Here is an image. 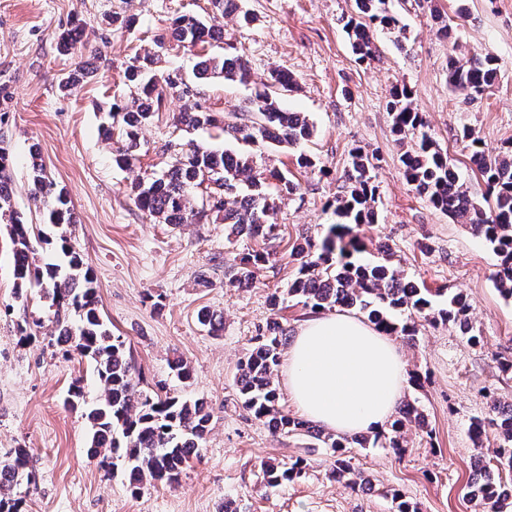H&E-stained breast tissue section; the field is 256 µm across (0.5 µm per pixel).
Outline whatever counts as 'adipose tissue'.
<instances>
[{
  "label": "adipose tissue",
  "instance_id": "1",
  "mask_svg": "<svg viewBox=\"0 0 512 512\" xmlns=\"http://www.w3.org/2000/svg\"><path fill=\"white\" fill-rule=\"evenodd\" d=\"M287 362L288 395L300 414L344 436L383 427L407 385L392 338L347 312L306 319Z\"/></svg>",
  "mask_w": 512,
  "mask_h": 512
}]
</instances>
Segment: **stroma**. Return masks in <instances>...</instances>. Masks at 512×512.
I'll return each mask as SVG.
<instances>
[{
    "mask_svg": "<svg viewBox=\"0 0 512 512\" xmlns=\"http://www.w3.org/2000/svg\"><path fill=\"white\" fill-rule=\"evenodd\" d=\"M453 30L442 35L429 10L415 0H388L406 27L404 48L375 32L378 51L356 61L341 19L353 0H241L252 17L222 19L224 41L249 63L252 85L194 76L196 53L154 37L171 18L202 13L206 0H0V137L12 159L13 204L27 221L42 215L27 195L29 147L38 145L47 173L65 186L76 222L70 243L92 269L100 311L114 335L130 349L140 374L139 388H159L184 398L206 399L212 429L198 456L184 467L178 484L150 485L131 493L122 471L107 469L86 454L89 426L81 410L64 407L73 381L89 398L101 387L87 359L62 358L58 348L20 342L18 321L48 317L38 286L17 299L13 246L0 223V457L31 448L38 474L24 491L22 512H394L400 493L417 512H475L465 485L478 456L492 457L495 439L475 444L469 429L485 414L488 396L512 402V300L496 289L497 257L469 227L420 198L407 183L403 152L386 109L394 86H407L427 120V130L455 166L470 197L481 200L485 185L470 169L463 129H471L486 153L512 145V0H435ZM132 15L130 30L112 26L114 14ZM80 28L75 48L64 51L56 36ZM489 51L498 60L494 86L478 100L464 102L448 86V59ZM158 58L156 77L180 75L166 89L160 112L143 127L137 159L117 166L118 140H107L114 100L132 104L135 90L123 73L134 56ZM92 60L95 74L71 93L60 81L78 62ZM283 70L297 85L281 103L310 115L316 134L302 150L254 146L257 171L290 172L299 188L275 199L280 237L272 262L247 286L232 281L241 254L255 241H227L216 215L198 224L174 226L150 219L129 195L132 181L161 173L171 162L169 141L195 140L208 148L232 147L219 129L186 132L175 116L200 104L218 120H230L253 84ZM373 159L378 185V222L361 227L364 245L357 258L377 260L378 243H389L394 262L410 279L432 289L463 291L483 342L468 346L451 326L417 320L415 343L398 341L409 375L419 384L404 393L416 402L427 431L406 427L401 454L388 448H352V464L370 479L351 489L332 476L330 449L307 447L306 437L275 435L243 406L236 386L238 363L272 314L271 295L294 275L289 246L311 238L321 242L333 222L330 206L342 192L351 151ZM318 159L321 171L298 168V153ZM162 295L153 308L149 295ZM208 307L224 317L219 335L197 322ZM187 361L190 385L173 375L174 359ZM304 459L300 477L271 487L264 462Z\"/></svg>",
    "mask_w": 512,
    "mask_h": 512,
    "instance_id": "35a3bbf8",
    "label": "stroma"
}]
</instances>
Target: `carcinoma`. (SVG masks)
<instances>
[{"mask_svg": "<svg viewBox=\"0 0 512 512\" xmlns=\"http://www.w3.org/2000/svg\"><path fill=\"white\" fill-rule=\"evenodd\" d=\"M239 0H209L211 14L179 15L158 35L162 43L168 37L178 46L203 51L197 63L201 79L222 78L226 82L247 84L250 71L240 55L208 52L219 42L223 28L217 19L239 12ZM355 14L346 17L344 29L356 59L362 61L375 49L373 31L395 34L394 44L404 48L405 27L398 14L386 7V0H354ZM155 58L136 57L125 71V79L136 85L137 99L129 107L112 103V123L108 133H118L123 142L115 161L129 166L135 160L139 131L159 111L163 86H173L172 78L161 81L144 79L153 71ZM497 59L489 52L475 53L465 62L448 59V86L467 99L474 100L492 87L497 79ZM93 73L92 63L82 61L61 83L63 91L75 88ZM294 79L286 72H274L269 83L254 93L260 104L240 111L238 123L223 126L224 135L242 144L262 141L276 147L293 148L309 140L315 125L304 112H290L280 104L281 93L290 91ZM393 120V132L401 143L411 142L400 157L404 176L412 189L436 209L459 224H466L492 247L500 263L493 278L499 293L512 299V148L492 157L471 129L463 131L469 141V162L484 179L489 198L481 204L463 189V184L448 163L447 156L426 131V121L413 104L412 92L405 86L395 88L387 103ZM177 125L186 130L217 126L211 112L192 108L179 113ZM28 183L35 205L48 225L56 229L53 242L58 259L38 265L34 262V242L40 239L37 226L24 220L12 206L13 181L9 152L0 146V223L8 226L14 249L13 276L17 298L28 299V286L40 287L41 298L53 310L48 342L74 348L93 366L102 385V394L93 404L85 399L84 386L75 381L66 405L81 409L89 425L88 454L105 465L121 466L133 491L144 485H172L178 482L183 466L200 448L210 430L212 415L202 398L185 399L176 394L148 395L137 389L139 378L125 341L112 335L99 312L96 279L82 257L70 244L68 230L75 223L65 188L49 178L37 146L30 149ZM374 165L362 150L352 152L351 166L345 174L343 194L332 204L335 223L316 245L309 240L292 245L290 258L297 264L295 278L288 283L286 295L314 310L341 308L355 310L389 334L412 342L416 326L398 323L394 313L416 314L432 324L454 327L469 346L482 343L471 320V304L463 293L432 292L408 280L394 264L388 246L379 249L384 259L365 263L354 259L361 252L357 232L364 224L377 223L375 207L378 186ZM223 180L213 188L211 209L224 212L229 229L227 239L246 236L271 241L278 236L275 199L265 190L264 177L254 170L253 158L245 151L217 152L193 142L177 152L165 173L156 179L140 180L131 189L137 207L163 224L198 223L206 209L198 208L192 190L206 181ZM232 201H227V197ZM340 260H335V256ZM266 248L245 253L238 263L234 282L248 284L272 261ZM198 323L215 333L223 329L222 316L207 308L197 316ZM287 329L278 318L267 322L254 345L239 365L237 385L244 407L274 433L304 435L311 448L332 450L337 480L356 488L364 484L361 473L351 465L347 454L353 442L362 448L402 447L401 433L406 426L425 427L418 407L408 401L398 406L397 416L384 430L373 436L352 440L330 433L305 420L293 417L279 406V392L273 375L281 362ZM490 423L498 437L494 450L496 465L480 460L475 478L466 486L470 500L487 512H509L512 494L501 487L499 470L512 471V402L490 400ZM304 460L288 466H266L268 485L277 486L298 477ZM36 483L33 454L28 448H15L0 459V512H21V484Z\"/></svg>", "mask_w": 512, "mask_h": 512, "instance_id": "cac0c4a2", "label": "carcinoma"}]
</instances>
